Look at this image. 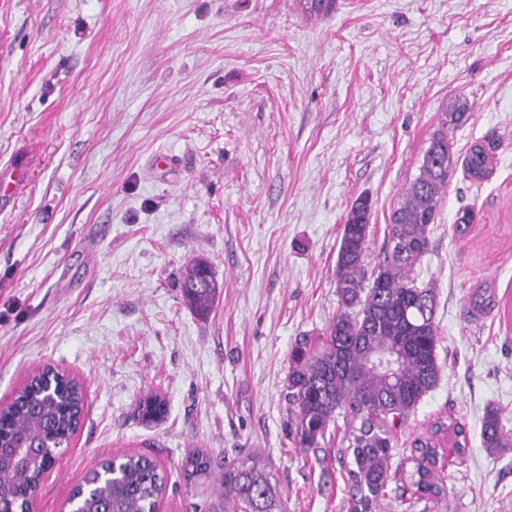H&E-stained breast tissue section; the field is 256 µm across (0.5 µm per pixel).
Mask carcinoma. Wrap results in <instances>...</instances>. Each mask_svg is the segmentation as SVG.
Wrapping results in <instances>:
<instances>
[{
	"label": "carcinoma",
	"mask_w": 512,
	"mask_h": 512,
	"mask_svg": "<svg viewBox=\"0 0 512 512\" xmlns=\"http://www.w3.org/2000/svg\"><path fill=\"white\" fill-rule=\"evenodd\" d=\"M310 17L325 16L335 0H299ZM469 107L462 96H450L441 107L442 131L425 151L418 176L401 192L385 236L384 259L376 266L367 262L370 242L371 204L365 196L351 204L342 226L336 258L339 309L326 336L317 346L296 343L290 353L288 409L294 443L306 450L317 448L330 428L343 418L345 447L339 454L351 457L347 471L350 512H382L381 497L390 480L392 451L398 431L414 413L423 397L437 384L442 370L435 325L436 291L413 274L427 251L429 225L448 188L456 164L448 128L457 127ZM462 166L475 181L487 179L493 158L480 143L473 144ZM184 305L205 318L221 293L210 263L195 258L181 274ZM53 379L62 390L57 402L40 395L39 381L24 386L14 406L0 417V440L12 442L21 433L37 437L45 451L58 440L74 434L85 405L83 389L61 373ZM134 411L146 425L163 422L168 400L147 392ZM452 441L459 457L468 448L465 426L459 422H434L411 443L413 467L402 470V490L395 497L402 512L424 503L422 512H445L448 484L436 470V449L443 439ZM483 447L491 454L512 448V428L503 423L499 409L486 410L481 430ZM185 470L190 481L206 473L211 458L192 453ZM42 464L18 466L0 460V500L4 509L27 512L28 492L42 480ZM217 498L196 505L199 512H288L282 491L273 481L265 457L258 451L239 452L225 458ZM83 512H153L165 486L157 461L145 455H126L118 463L112 483L102 485L99 471L84 477Z\"/></svg>",
	"instance_id": "cac0c4a2"
}]
</instances>
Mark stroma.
<instances>
[{
    "label": "stroma",
    "mask_w": 512,
    "mask_h": 512,
    "mask_svg": "<svg viewBox=\"0 0 512 512\" xmlns=\"http://www.w3.org/2000/svg\"><path fill=\"white\" fill-rule=\"evenodd\" d=\"M468 118L415 269L436 289L444 367L398 433L393 460L436 419L466 426L448 512H512V449L481 443L487 407L512 428V0H0V394L53 363L85 386L82 423L40 484L59 512L85 473L156 459L158 512H194L190 451L262 453L288 512H348L332 433L296 447V340L339 307L336 257L352 201H371L368 260L419 173L448 96ZM473 222L457 232L456 219ZM222 287L196 318L178 285L193 258ZM163 392L167 419L133 415ZM462 166L471 179L483 181L493 171V158L485 146L475 143L464 156Z\"/></svg>",
    "instance_id": "35a3bbf8"
}]
</instances>
